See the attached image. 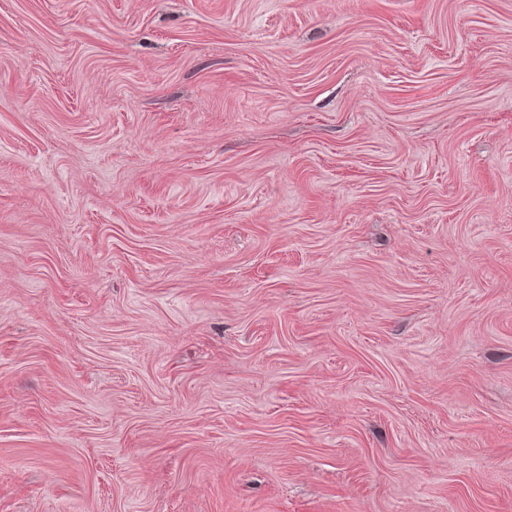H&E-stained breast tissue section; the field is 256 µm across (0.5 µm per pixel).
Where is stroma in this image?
<instances>
[{
  "instance_id": "35a3bbf8",
  "label": "stroma",
  "mask_w": 512,
  "mask_h": 512,
  "mask_svg": "<svg viewBox=\"0 0 512 512\" xmlns=\"http://www.w3.org/2000/svg\"><path fill=\"white\" fill-rule=\"evenodd\" d=\"M0 512H512V0H0Z\"/></svg>"
}]
</instances>
